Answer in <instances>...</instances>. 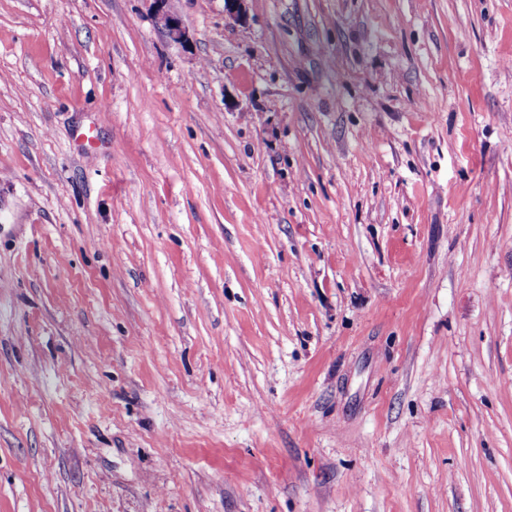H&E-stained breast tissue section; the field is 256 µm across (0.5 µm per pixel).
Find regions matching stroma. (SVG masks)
Masks as SVG:
<instances>
[{
	"mask_svg": "<svg viewBox=\"0 0 512 512\" xmlns=\"http://www.w3.org/2000/svg\"><path fill=\"white\" fill-rule=\"evenodd\" d=\"M0 0V512H512V0ZM157 3L161 5L158 15L162 29L172 40L181 41L184 38V32L177 15L170 10L167 0H157Z\"/></svg>",
	"mask_w": 512,
	"mask_h": 512,
	"instance_id": "35a3bbf8",
	"label": "stroma"
}]
</instances>
